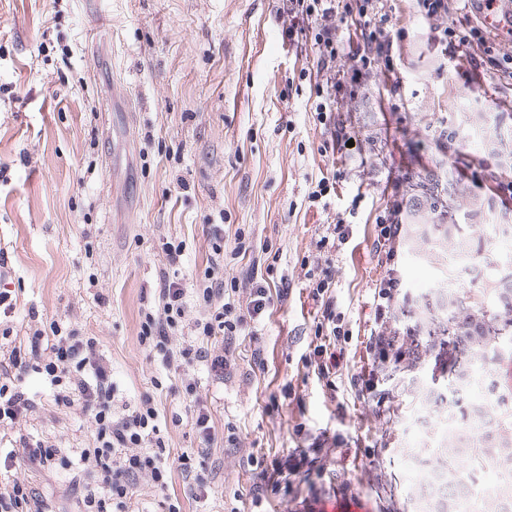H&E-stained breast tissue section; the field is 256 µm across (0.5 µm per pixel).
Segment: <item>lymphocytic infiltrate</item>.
<instances>
[{
	"label": "lymphocytic infiltrate",
	"mask_w": 512,
	"mask_h": 512,
	"mask_svg": "<svg viewBox=\"0 0 512 512\" xmlns=\"http://www.w3.org/2000/svg\"><path fill=\"white\" fill-rule=\"evenodd\" d=\"M405 0H283L298 36L310 42L317 54L315 69H301L299 77L310 86L311 107L327 137L319 147L322 156L347 155V143L358 140L353 122L336 115V98L341 94L358 95L364 77L376 63H383L386 75V99L393 112L402 111L399 90L401 72L397 40L403 35ZM419 16L425 19L451 17L437 41L455 69L468 81L482 88L512 90V55L500 52L498 35L492 34L480 17L492 9L494 0H413ZM349 55L352 65L342 69L336 60ZM362 195H355L350 205L336 213L316 243L322 255L317 275L311 280L312 295L319 299L321 315L314 326V337L303 366L324 387L336 386L343 371L341 341L352 338L344 316L336 310V281L333 255L353 237V220L359 215ZM405 207L393 200L375 217L377 248L386 256L387 273L374 283L373 304L376 319L363 342L359 364L350 376V385L360 401L384 403L379 388V372L391 362L398 349L414 346L415 328L409 327L393 336L384 335L383 326L391 319L394 299L400 291L399 245ZM208 257L202 276L191 282L160 274V288L155 303L141 311L138 338L141 345L163 362L177 368L207 367L215 376H223L230 367L231 347L239 339L255 338L249 324L269 308L274 281L269 273L253 278L245 306H237L224 288V227L210 225L207 232ZM200 299L197 317L188 315V298ZM191 332V343L178 345L174 339ZM222 347H215V340ZM96 337L82 335L77 329L62 330L50 324L35 331L24 343L11 349L8 366L22 372L34 362L56 386L55 399L62 404L81 405L88 411L94 432V445L82 449L80 456L98 472L96 488L83 496L84 512H130L134 490L140 478H149L153 488L167 492L172 467H179L195 498H204L210 486L205 466L214 443L212 416L204 404L195 380H187L184 397L192 410L191 425L202 446L194 454L171 458L158 427V410L151 394L115 413L112 408V383L102 357L96 353ZM344 443L341 435H322L307 448H296L285 457H269L251 452L246 466L255 477L247 493L237 494V504L230 512H269L274 501L294 495L297 482L310 478L325 479V462Z\"/></svg>",
	"instance_id": "lymphocytic-infiltrate-1"
}]
</instances>
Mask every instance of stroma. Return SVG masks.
<instances>
[{"instance_id": "obj_1", "label": "stroma", "mask_w": 512, "mask_h": 512, "mask_svg": "<svg viewBox=\"0 0 512 512\" xmlns=\"http://www.w3.org/2000/svg\"><path fill=\"white\" fill-rule=\"evenodd\" d=\"M447 18L407 17L403 42L405 111H379L375 101L340 96L337 108L354 117L360 146L343 167L342 194L312 207V179L331 173L318 148L321 132L306 102L307 83L294 72L316 63L314 50L288 39L280 0H0V291L16 299L0 319V356L30 329L58 322L97 337L112 366L115 407L155 397L160 434L171 457L200 442L183 404V373L165 366L138 341L143 300L158 293L159 273L171 266L184 280L200 275L209 225L236 230L254 245L278 250L277 276L291 296L274 299L257 326L267 372L249 364L217 379L199 366L191 376L212 413L216 431L238 427L237 448L212 449L215 470L208 498L186 496L181 473L171 490L183 512H224L232 503L242 459L269 446L292 448L323 429L350 437H388L372 466L330 463L348 497L372 512H413L409 491L417 475L405 456L418 443L419 407L386 377L394 402L384 409L353 402L348 379L328 397L316 376L300 378L318 302L309 295L301 264L327 220L364 193L374 207L387 202L388 179H408L447 159L470 197V161L512 177V165L489 151L487 132L512 137V91L479 90L435 50ZM182 243L169 263L164 243ZM401 313L437 273L402 252ZM336 306L352 325L374 319L368 302L383 274L372 256L336 255ZM294 385L296 395L270 413V394ZM34 408L20 425L0 430V487L28 483L46 512H81V489L95 485V469L81 461L94 434L81 410L54 402L55 388L37 370L16 382ZM60 448L50 465L17 459L19 438Z\"/></svg>"}]
</instances>
